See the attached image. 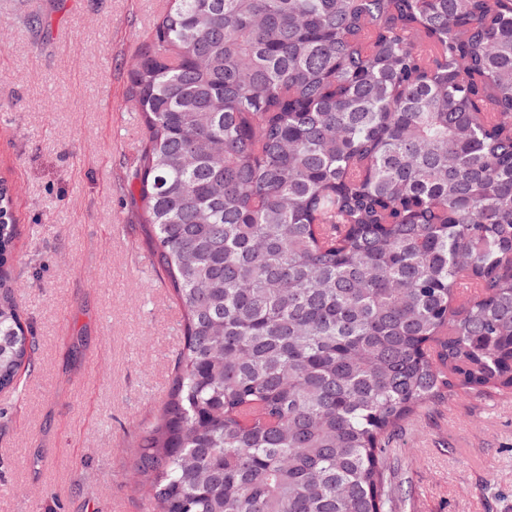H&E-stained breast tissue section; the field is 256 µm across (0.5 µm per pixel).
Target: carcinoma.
Wrapping results in <instances>:
<instances>
[{
	"instance_id": "carcinoma-1",
	"label": "carcinoma",
	"mask_w": 512,
	"mask_h": 512,
	"mask_svg": "<svg viewBox=\"0 0 512 512\" xmlns=\"http://www.w3.org/2000/svg\"><path fill=\"white\" fill-rule=\"evenodd\" d=\"M183 310L150 512H392L401 424L512 394V0H168L130 73ZM0 184V391L33 336Z\"/></svg>"
}]
</instances>
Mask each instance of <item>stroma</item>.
I'll return each mask as SVG.
<instances>
[{
    "label": "stroma",
    "mask_w": 512,
    "mask_h": 512,
    "mask_svg": "<svg viewBox=\"0 0 512 512\" xmlns=\"http://www.w3.org/2000/svg\"><path fill=\"white\" fill-rule=\"evenodd\" d=\"M159 17L155 0H0V180L36 344L0 392V512H149L135 440L183 347L128 194L130 72ZM392 446L394 512H512V394L458 390Z\"/></svg>",
    "instance_id": "35a3bbf8"
}]
</instances>
